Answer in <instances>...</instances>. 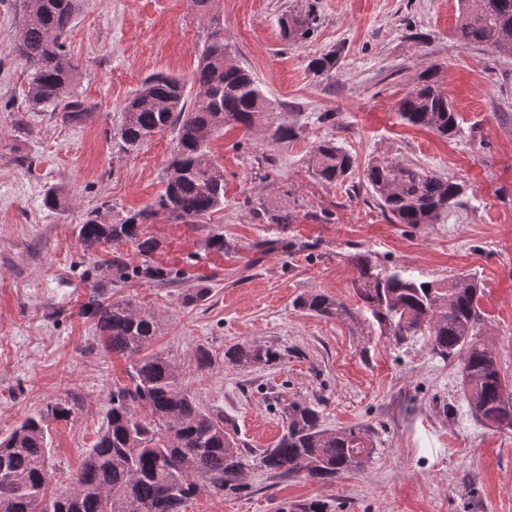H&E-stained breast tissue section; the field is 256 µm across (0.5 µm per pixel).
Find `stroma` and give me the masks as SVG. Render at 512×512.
Listing matches in <instances>:
<instances>
[{
  "mask_svg": "<svg viewBox=\"0 0 512 512\" xmlns=\"http://www.w3.org/2000/svg\"><path fill=\"white\" fill-rule=\"evenodd\" d=\"M311 7L314 33L288 43L280 18ZM213 12L234 62L252 72L296 135L280 143L230 127L214 137L223 209L194 224L160 216L142 227L160 244L153 264L181 281L117 283L113 258L135 267L142 256L130 243L87 253L78 227L93 212L109 222L143 210L163 190L174 132L125 151L122 109L152 74L191 77L211 17L190 0H79L65 54L86 113L70 123L53 107L30 108L31 70L11 50L18 0H0V438L47 404L68 401L71 418L49 427L58 487L79 467L133 363L105 350L82 311L99 292L156 314L153 351L178 364L198 406L223 415L252 454L274 447L292 402L318 407L326 428L363 427L373 443L365 469L336 481L254 464L240 493L200 487L187 512H287L316 498L330 512H512V428L470 415L457 362L432 354L423 337L399 343L359 316L351 262L365 252L422 281L478 278L483 337L512 381V54L461 45L458 0H216ZM329 52L335 70L314 76L309 61ZM432 69L459 116V137L399 115L400 101ZM327 112L333 120H324ZM326 138L355 160L344 181L326 183L311 171L312 151ZM383 159L460 182L459 206L436 224L393 223L364 183L368 164ZM58 185L69 196L47 209L44 196ZM260 198L288 208L292 223H256L250 209ZM216 232L229 250L207 251ZM272 238L289 249L255 251ZM196 286L207 296L186 303ZM310 292L344 301L354 318L298 308ZM239 344L273 346L283 358L263 367L225 362ZM200 347L217 357L204 374L193 362Z\"/></svg>",
  "mask_w": 512,
  "mask_h": 512,
  "instance_id": "1",
  "label": "stroma"
}]
</instances>
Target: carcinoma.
I'll return each instance as SVG.
<instances>
[{"label":"carcinoma","mask_w":512,"mask_h":512,"mask_svg":"<svg viewBox=\"0 0 512 512\" xmlns=\"http://www.w3.org/2000/svg\"><path fill=\"white\" fill-rule=\"evenodd\" d=\"M456 36L465 46L489 45L512 53V0H461ZM78 0H20L22 25L14 51L32 69L27 99L31 106L55 105L78 121L84 104L70 88L75 68L66 58L63 38ZM317 18L312 12L290 14L280 24L288 42L311 37ZM336 67L327 54L310 62L319 76ZM407 123L442 137L458 134L457 112L439 87L437 71L422 74L399 106ZM250 136L261 126L275 140H287L295 129L279 120L252 73L232 62L220 32L204 46L190 81L156 74L145 79L123 107L120 139L126 151L139 149L156 133L176 132V151L164 191L151 208L106 224L91 215L78 234L84 249L134 244L148 257L157 249L141 225L162 214L173 222L194 223L224 207V169L208 155L210 141L224 127ZM312 173L335 183L349 175L354 160L335 140L319 142L310 158ZM364 181L382 211L398 224H436L457 203L459 183L398 160H379L364 171ZM63 187L50 188L43 204L60 208ZM259 224H290L288 209L252 207ZM355 293L381 332L397 339L426 338L442 359L458 357L463 398L479 422L512 428V383L500 375L494 349L481 340L483 316L478 281L460 273L444 283L419 281L403 266L376 265L365 254H354ZM297 306L316 316L351 314L347 305L323 293L302 296ZM85 311L96 320L107 350L134 359L130 383L112 389L110 407L93 446L68 486L50 489L48 421L67 419L64 402L27 418L0 440V512H185L204 479L221 492L244 489L239 477L250 459L234 436L224 430V417L206 412L179 383L177 365L168 357L142 356L153 343L158 322L153 313L128 299L107 301L94 293ZM224 357L242 366L269 365L281 359L271 347L238 345ZM195 369L211 370L215 356L204 347L193 355ZM143 412H138V409ZM286 430L276 445L259 454L258 464L270 473H305L330 482L365 466L372 452L369 435L359 427L326 429L317 408L292 403L285 412Z\"/></svg>","instance_id":"carcinoma-1"}]
</instances>
